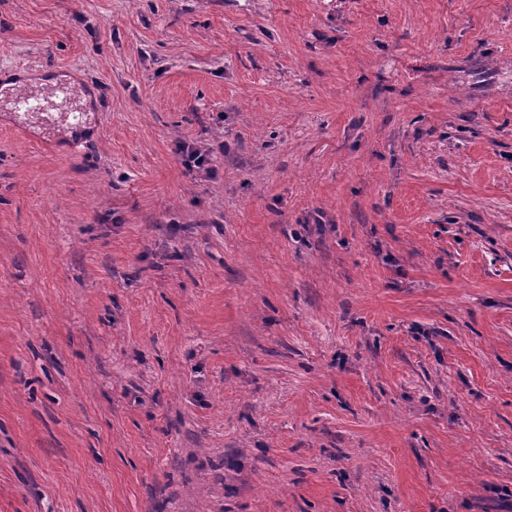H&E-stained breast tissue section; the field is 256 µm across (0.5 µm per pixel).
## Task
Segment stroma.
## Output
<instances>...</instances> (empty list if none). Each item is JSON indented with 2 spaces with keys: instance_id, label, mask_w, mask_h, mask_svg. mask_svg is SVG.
<instances>
[{
  "instance_id": "obj_1",
  "label": "stroma",
  "mask_w": 512,
  "mask_h": 512,
  "mask_svg": "<svg viewBox=\"0 0 512 512\" xmlns=\"http://www.w3.org/2000/svg\"><path fill=\"white\" fill-rule=\"evenodd\" d=\"M46 69L0 512H512V0H0Z\"/></svg>"
}]
</instances>
